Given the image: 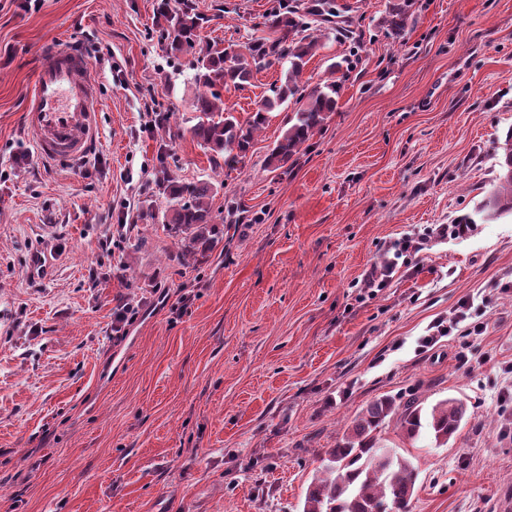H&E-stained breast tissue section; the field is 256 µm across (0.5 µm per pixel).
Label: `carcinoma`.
<instances>
[{
	"label": "carcinoma",
	"instance_id": "cac0c4a2",
	"mask_svg": "<svg viewBox=\"0 0 512 512\" xmlns=\"http://www.w3.org/2000/svg\"><path fill=\"white\" fill-rule=\"evenodd\" d=\"M330 11L331 0H319L318 7L302 14H273L265 22L273 36L254 38L240 52L230 46L202 44L198 30L207 18L191 7L177 10L171 7V0H158L156 26L167 49L175 56H193L194 81L200 91L193 102L197 122L191 134L200 147L224 157V164L234 165L247 156L254 132L265 126L270 113L293 101L299 108L291 125L265 158L266 167L272 170L288 163L323 125L327 114L336 109V82L309 91L299 81L318 46V40L305 31L311 29L314 18ZM409 16V0L393 5L386 23L394 38L404 36ZM276 62L288 63L284 81L272 87V95L265 97L246 120L224 108L222 91L243 87L253 75ZM501 149L502 172L479 207L485 220L512 216V129ZM154 183L169 202L164 221L181 236L185 252L193 254L208 247L215 236L211 203L217 186L208 180L177 179L170 174L163 155ZM466 413L467 404L458 398L441 400L426 411L415 399L403 404L390 397L370 402L336 445L324 450L321 471L307 487L303 512H409L418 466L395 449L379 445L378 434L386 419L398 416L400 431L412 442L422 429H428L436 446L441 447L458 432Z\"/></svg>",
	"mask_w": 512,
	"mask_h": 512
}]
</instances>
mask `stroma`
<instances>
[{"instance_id": "stroma-1", "label": "stroma", "mask_w": 512, "mask_h": 512, "mask_svg": "<svg viewBox=\"0 0 512 512\" xmlns=\"http://www.w3.org/2000/svg\"><path fill=\"white\" fill-rule=\"evenodd\" d=\"M203 40L244 46L278 4L187 0ZM335 0L303 84L336 80V109L283 168L265 166L296 104L243 162L193 139L188 56L157 0H0V512H302L323 449L374 399L455 397L447 447L380 437L419 467L411 512H512V217L426 237L473 212L512 128V0ZM64 42L99 83L88 159H39L24 124L39 54ZM348 59V69L330 73ZM262 71L224 105L246 119L283 76ZM222 187L217 243L180 256L152 183ZM51 264L29 273L34 252ZM386 288L357 286L387 262ZM136 320L113 333L123 302ZM482 330L417 352L461 302ZM410 0H400L399 3L393 5L389 19L386 20L388 30L394 38H401L404 36L408 17L410 16ZM462 224H476V221L470 216V215H464V216H461L460 218H458L455 222V224H440L438 225V228L435 229H430L428 230V233L425 234V237H422L417 243L415 246H412V243L411 241H406V242H403L401 245H400V248L399 250L401 251V255L403 254V252H407L410 248H413L414 250L416 251H419L422 249V246L425 244V242L427 241L426 237H430V235H433V234H438L440 236H449V237H460V236H463L466 231L464 229V227L462 226Z\"/></svg>"}]
</instances>
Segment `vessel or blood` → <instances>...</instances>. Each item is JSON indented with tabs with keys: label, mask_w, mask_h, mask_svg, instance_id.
<instances>
[{
	"label": "vessel or blood",
	"mask_w": 512,
	"mask_h": 512,
	"mask_svg": "<svg viewBox=\"0 0 512 512\" xmlns=\"http://www.w3.org/2000/svg\"><path fill=\"white\" fill-rule=\"evenodd\" d=\"M97 83L88 56L66 44L41 54L27 124L37 154L51 164H74L91 151L97 132Z\"/></svg>",
	"instance_id": "obj_1"
}]
</instances>
